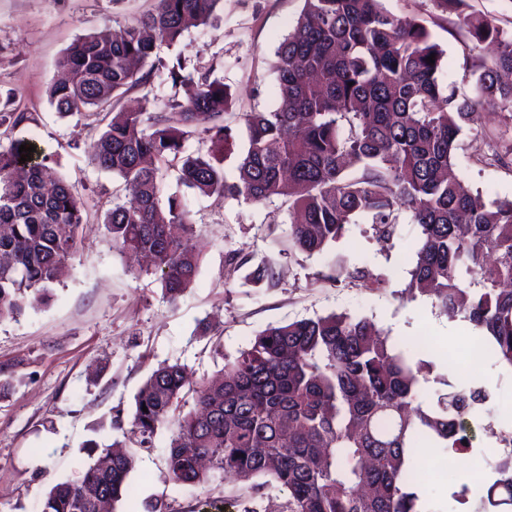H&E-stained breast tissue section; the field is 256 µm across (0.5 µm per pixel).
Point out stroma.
<instances>
[{
    "instance_id": "1",
    "label": "stroma",
    "mask_w": 512,
    "mask_h": 512,
    "mask_svg": "<svg viewBox=\"0 0 512 512\" xmlns=\"http://www.w3.org/2000/svg\"><path fill=\"white\" fill-rule=\"evenodd\" d=\"M397 15L422 19L445 51L448 78L464 89L474 79V56L489 55L449 21L430 0H384ZM153 0H0V98L28 123L0 127V144L25 136L50 155L54 174L75 184L86 206L90 233L69 263L53 299L30 307L17 321L0 322V379L11 387L0 397V512H40L50 483L77 479L89 461L87 441H122L136 460L131 493L115 512H146L160 498L170 512H241L253 496L250 484L215 482L206 487L174 484L166 467L169 429L142 448L130 434L134 398L153 369L180 363L191 383L216 376L226 358L268 326L331 312L373 320L400 347L428 356L438 372L456 359L468 376L491 384L494 427L512 414V372L474 340L467 323L448 319L423 298L403 299L419 230L401 216L387 244L373 236L366 217H355L344 236L324 253L310 255L289 240V202L263 204L220 196L185 194L176 171L165 177L163 195L183 194L196 221L192 244L200 272L177 301H170L157 274L141 269L130 254L113 249L102 221L113 202L123 200L121 179L91 165L85 148L98 138L103 115L59 117L48 99L59 78L57 59L79 37L110 31L146 12ZM302 0H224L218 21L185 32L177 47L161 48L169 58L184 53L211 69L236 94L235 109L270 108L273 51L289 33ZM505 161L487 165L490 147ZM457 172L486 200L512 198V125L487 109L480 124L458 139ZM238 253V266L226 263ZM271 262L274 286L253 280L258 266ZM364 264L384 283L368 290L358 283L334 286L327 277L338 262ZM426 461L416 487L424 512H458L447 481L435 471L448 457L441 448L422 451Z\"/></svg>"
}]
</instances>
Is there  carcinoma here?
Listing matches in <instances>:
<instances>
[{"label":"carcinoma","instance_id":"obj_1","mask_svg":"<svg viewBox=\"0 0 512 512\" xmlns=\"http://www.w3.org/2000/svg\"><path fill=\"white\" fill-rule=\"evenodd\" d=\"M431 2L471 40L494 46L472 61L474 96L448 83L445 52L418 17L395 15L382 0H303L274 51L276 105L239 115L246 146L233 178L224 153L235 142L234 95L187 57L170 64L158 54L161 44L176 45L189 28L216 18L224 0H155L152 12L124 27L76 40L58 61L66 78L48 97L62 117L111 115L86 151L95 167L132 188L104 215L113 249L148 257L172 301L194 282L200 257L185 244L195 232L191 212L179 195L160 200L177 160L178 184L196 194L288 199L293 245L308 254L324 252L358 215L386 243L405 211L420 229L406 297H424L467 323L512 368V199L488 202L464 190L455 170L458 136L480 109L512 119V31L469 11L468 0ZM164 70L171 88L193 84V94L149 97L151 78ZM133 91L155 111L116 108ZM27 120L10 100L0 105V126ZM191 132L199 147L186 155ZM23 144L31 141L0 147V321H17L30 302L48 299L88 231L77 188L52 175L39 149L20 160ZM349 165L361 173L346 175ZM348 279L381 287L365 265L332 277ZM434 368L366 317L285 321L226 359L217 382L188 390L182 366L153 370L135 396L130 433L150 446L172 426L166 466L178 485L272 486L285 495L282 512H422L412 491L417 449L471 458V420L491 398L486 387ZM188 397L193 407L182 415ZM484 431L507 450L476 510L468 485L453 492L461 512L512 507V441L491 424ZM134 468L133 456L104 448L79 479L49 487L41 512H96L102 492L115 504L130 492Z\"/></svg>","mask_w":512,"mask_h":512}]
</instances>
